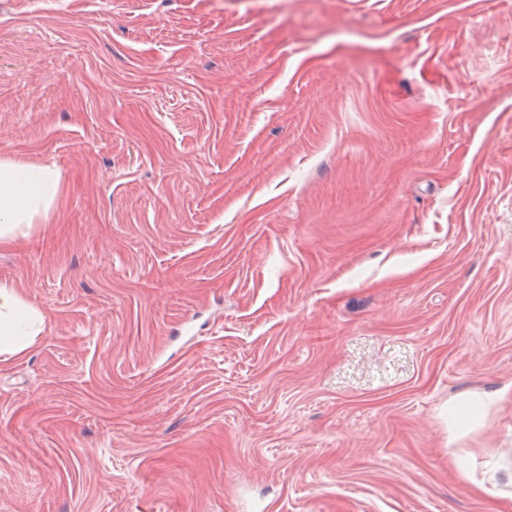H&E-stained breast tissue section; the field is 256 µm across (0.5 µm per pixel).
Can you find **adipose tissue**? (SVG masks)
<instances>
[{
	"label": "adipose tissue",
	"instance_id": "adipose-tissue-1",
	"mask_svg": "<svg viewBox=\"0 0 512 512\" xmlns=\"http://www.w3.org/2000/svg\"><path fill=\"white\" fill-rule=\"evenodd\" d=\"M59 176L35 164L0 162V246L9 245L47 214L58 193ZM44 316L19 291L0 285V357L21 355L43 330Z\"/></svg>",
	"mask_w": 512,
	"mask_h": 512
}]
</instances>
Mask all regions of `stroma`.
<instances>
[{
  "label": "stroma",
  "instance_id": "35a3bbf8",
  "mask_svg": "<svg viewBox=\"0 0 512 512\" xmlns=\"http://www.w3.org/2000/svg\"><path fill=\"white\" fill-rule=\"evenodd\" d=\"M0 160V512H512V0H0ZM59 175L35 164L0 162V246L9 245L47 216L58 193ZM44 316L16 288L0 285V360L27 351L43 331ZM484 400L474 397L459 402L448 410V426L455 433H462L478 423L484 414Z\"/></svg>",
  "mask_w": 512,
  "mask_h": 512
}]
</instances>
